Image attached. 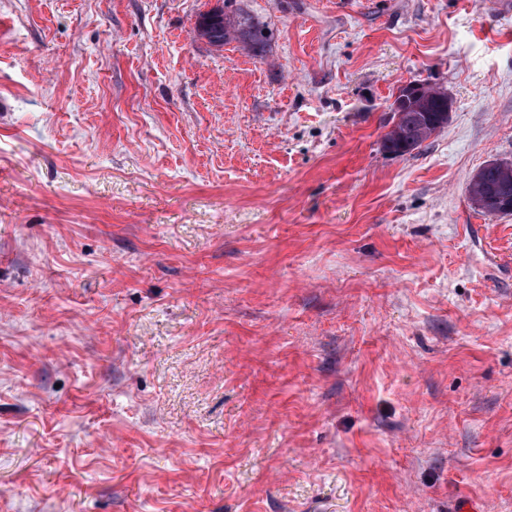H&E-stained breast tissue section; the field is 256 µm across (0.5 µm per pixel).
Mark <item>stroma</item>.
Returning a JSON list of instances; mask_svg holds the SVG:
<instances>
[{"mask_svg": "<svg viewBox=\"0 0 512 512\" xmlns=\"http://www.w3.org/2000/svg\"><path fill=\"white\" fill-rule=\"evenodd\" d=\"M216 4L0 0V512H512V11ZM229 1H223V7H213L199 14L197 34L215 47L220 48L231 41H237L256 55H261L267 44L264 29L243 16L231 20L230 16L224 15V5ZM420 96L411 101L418 92L411 95L418 87L406 84L403 96L395 103L394 109L401 110L403 102L409 105L402 109V117L381 139L382 150L388 154L404 157L422 147L423 143L439 132L448 123L451 109L449 98L438 96V87L421 83ZM494 164L500 166L507 173L512 169V162L499 161ZM498 168H488L482 172L479 181L469 183L468 193L479 195L472 198V205L478 209L487 207L491 202L486 198L500 200L507 199V203L512 207V174H505ZM485 196V197H480Z\"/></svg>", "mask_w": 512, "mask_h": 512, "instance_id": "stroma-1", "label": "stroma"}]
</instances>
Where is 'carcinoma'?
<instances>
[{
    "mask_svg": "<svg viewBox=\"0 0 512 512\" xmlns=\"http://www.w3.org/2000/svg\"><path fill=\"white\" fill-rule=\"evenodd\" d=\"M196 31L219 48L237 41L260 55L267 44L262 27L243 16L232 19L224 14V8L220 6L199 14ZM418 92L420 96L402 109L400 122L381 139L384 152L399 157L409 155L448 123V99L438 96V88L424 83ZM468 192L505 200L512 206V174L488 168L482 172L479 181L469 184Z\"/></svg>",
    "mask_w": 512,
    "mask_h": 512,
    "instance_id": "obj_1",
    "label": "carcinoma"
}]
</instances>
